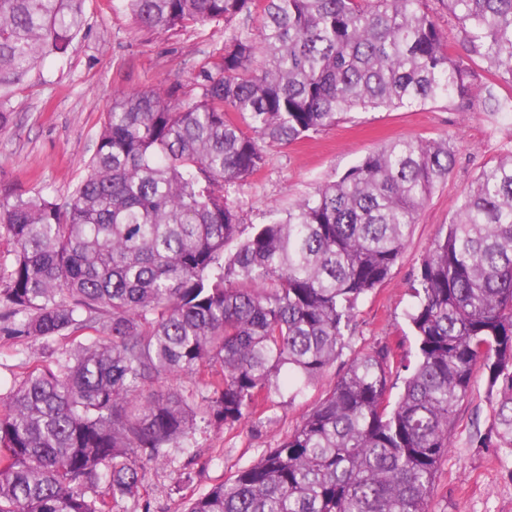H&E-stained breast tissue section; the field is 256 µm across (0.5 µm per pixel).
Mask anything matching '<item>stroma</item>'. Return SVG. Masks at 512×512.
Returning <instances> with one entry per match:
<instances>
[{
	"mask_svg": "<svg viewBox=\"0 0 512 512\" xmlns=\"http://www.w3.org/2000/svg\"><path fill=\"white\" fill-rule=\"evenodd\" d=\"M85 27L68 56L50 58L15 84L7 100L8 126L0 130V190L48 193L65 201L86 171L100 116L115 98L172 87L188 99L198 75L224 47V27L198 24L153 31L139 27L123 0H84ZM448 139L456 165L421 212L403 255L390 275L358 304L356 326L336 361L302 393L282 390L264 412L241 425L198 423L183 447L168 451L165 465L148 467L136 496L110 498L106 512H186L191 499L230 479L277 444L330 390L353 358L378 345L395 357H413L415 338L407 314L411 284L423 256L480 169L512 150V112L491 114L461 102L353 112L312 137L268 148L264 166L232 199L244 227L287 211L317 186L336 180L369 152L401 138ZM494 395L477 377L458 405L450 448L436 480L433 512H512V449L478 448L476 430L493 422ZM192 480L178 484L181 473Z\"/></svg>",
	"mask_w": 512,
	"mask_h": 512,
	"instance_id": "obj_1",
	"label": "stroma"
}]
</instances>
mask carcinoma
<instances>
[{
    "mask_svg": "<svg viewBox=\"0 0 512 512\" xmlns=\"http://www.w3.org/2000/svg\"><path fill=\"white\" fill-rule=\"evenodd\" d=\"M83 2L0 0V127L11 88L80 34ZM123 2L145 28L222 23L228 37L194 98L156 89L102 113L66 202L0 192L12 255L0 333L27 341L28 366L0 401V512H106L98 484L136 495L143 465L165 462L197 420L234 425L285 386L302 392L456 161L446 138L395 139L244 237L229 196L265 147L354 111L457 99L512 111L495 90L512 86V0H440L491 83L450 53L427 0ZM413 292L414 360L386 345L357 356L293 432L187 512H431L480 374L495 420L472 443L512 448V154L474 178ZM62 336L70 350L30 365ZM168 376L192 387L155 393Z\"/></svg>",
    "mask_w": 512,
    "mask_h": 512,
    "instance_id": "carcinoma-1",
    "label": "carcinoma"
}]
</instances>
